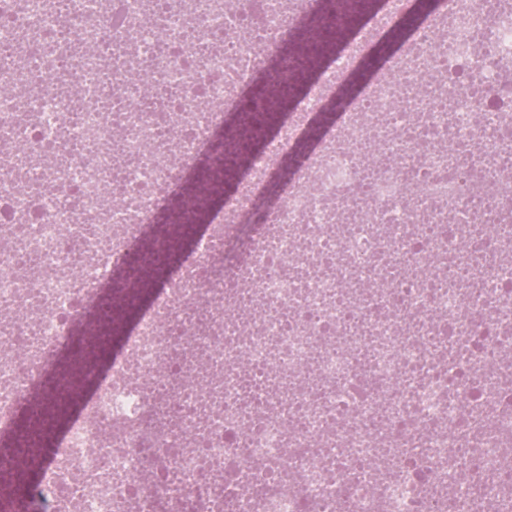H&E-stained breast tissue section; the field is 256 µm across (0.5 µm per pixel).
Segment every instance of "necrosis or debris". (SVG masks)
Instances as JSON below:
<instances>
[{
  "mask_svg": "<svg viewBox=\"0 0 512 512\" xmlns=\"http://www.w3.org/2000/svg\"><path fill=\"white\" fill-rule=\"evenodd\" d=\"M304 3L0 0V512H512V0H448L310 138L378 17L82 358Z\"/></svg>",
  "mask_w": 512,
  "mask_h": 512,
  "instance_id": "4bbe7bcc",
  "label": "necrosis or debris"
}]
</instances>
